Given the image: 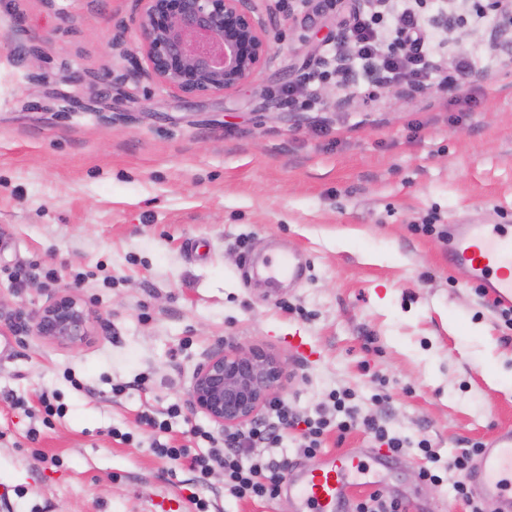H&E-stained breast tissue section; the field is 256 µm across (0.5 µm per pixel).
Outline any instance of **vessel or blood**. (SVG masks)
Wrapping results in <instances>:
<instances>
[{
	"mask_svg": "<svg viewBox=\"0 0 512 512\" xmlns=\"http://www.w3.org/2000/svg\"><path fill=\"white\" fill-rule=\"evenodd\" d=\"M449 267L463 270L471 282L484 288L500 303L512 306V235L489 224L454 225L448 244ZM268 280L294 275L293 258L262 262ZM357 459L325 455L311 470L290 472L288 492L297 512H344L351 502L352 473ZM474 484L482 501L496 512H512V428L498 430L474 463Z\"/></svg>",
	"mask_w": 512,
	"mask_h": 512,
	"instance_id": "vessel-or-blood-1",
	"label": "vessel or blood"
}]
</instances>
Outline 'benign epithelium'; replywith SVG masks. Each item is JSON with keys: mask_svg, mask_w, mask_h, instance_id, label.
Returning a JSON list of instances; mask_svg holds the SVG:
<instances>
[{"mask_svg": "<svg viewBox=\"0 0 512 512\" xmlns=\"http://www.w3.org/2000/svg\"><path fill=\"white\" fill-rule=\"evenodd\" d=\"M134 24L145 64L112 80L143 78L185 99L231 92L248 84L270 61L276 27L263 19L259 0H137ZM26 331L49 345L76 350L96 333L92 311L70 291L51 296L28 315ZM285 365L260 348L226 340L195 366L188 398L196 412L221 428L252 422L287 380Z\"/></svg>", "mask_w": 512, "mask_h": 512, "instance_id": "1", "label": "benign epithelium"}]
</instances>
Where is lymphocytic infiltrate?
I'll use <instances>...</instances> for the list:
<instances>
[{"instance_id": "1", "label": "lymphocytic infiltrate", "mask_w": 512, "mask_h": 512, "mask_svg": "<svg viewBox=\"0 0 512 512\" xmlns=\"http://www.w3.org/2000/svg\"><path fill=\"white\" fill-rule=\"evenodd\" d=\"M349 25L357 58L368 70L382 72L384 82L405 77L419 81L427 77L431 63L423 52L426 36L413 13L403 11L398 26L392 30L380 29L375 17L357 12L350 13ZM352 399L349 390L330 391L326 402L310 415L299 411L288 399L279 398L271 404L266 422L228 430L220 437L201 427L192 428V436L209 445L208 453L196 455L162 439L171 430V419L180 416L179 405H170L165 419L145 412L139 415L138 421L156 433L150 444L154 455L171 461L188 460L195 481L201 486L207 485L215 469H222L225 492L240 500L270 501L279 495L286 465L271 456L270 451L278 447L286 429L301 426L298 446L303 455L313 456L321 451L330 433L343 435L360 428L391 457L416 448L425 460L419 471L424 483L451 484L455 499L466 504L469 512H484L472 483V465L482 448L481 442H471L453 457L444 459L433 449L430 439L413 441L395 433L385 418L361 413Z\"/></svg>"}]
</instances>
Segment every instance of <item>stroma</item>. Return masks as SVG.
I'll list each match as a JSON object with an SVG mask.
<instances>
[{
  "mask_svg": "<svg viewBox=\"0 0 512 512\" xmlns=\"http://www.w3.org/2000/svg\"><path fill=\"white\" fill-rule=\"evenodd\" d=\"M260 8L279 23L271 61L250 84L188 101L150 80L113 84L141 56L133 0H0V512L186 501L191 472L151 455L136 418L178 403L172 435L188 443L207 422L188 405L192 372L222 339L277 356L282 394L303 411L333 389L365 411L387 392L391 429L444 457L512 427V332L449 268L441 237L512 225V64L492 59L494 16L464 15L450 34L431 22L434 0H416L434 57L468 56L473 70L455 88L392 83L370 100L305 80L345 33L324 0ZM292 92L316 94L321 111L292 110ZM288 252L304 266L297 283L254 275V258ZM66 289L105 322L76 350L23 326ZM294 334L315 356L289 347ZM115 382L130 388L113 395ZM43 393L66 410L49 427ZM422 464L411 450L372 466L354 496L378 487L409 512H467L450 485L420 480ZM200 495L210 512H297L284 492L236 500L219 473Z\"/></svg>",
  "mask_w": 512,
  "mask_h": 512,
  "instance_id": "obj_1",
  "label": "stroma"
}]
</instances>
